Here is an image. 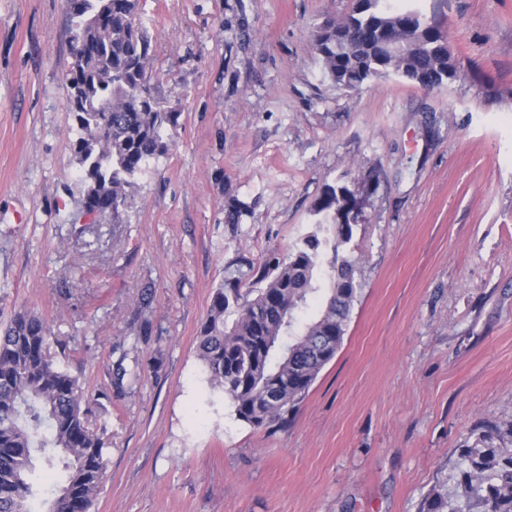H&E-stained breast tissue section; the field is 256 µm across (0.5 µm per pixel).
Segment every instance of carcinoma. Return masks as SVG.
<instances>
[{
	"mask_svg": "<svg viewBox=\"0 0 512 512\" xmlns=\"http://www.w3.org/2000/svg\"><path fill=\"white\" fill-rule=\"evenodd\" d=\"M78 18L81 53L64 74L79 135L72 144L89 214L117 219L134 176L165 154V129L178 113L158 106L149 86L151 44L135 22L138 0H65ZM413 40L414 52L388 55L385 38ZM321 68L336 88L357 91L380 77L441 88L460 77L447 33L405 0H354L343 18L312 34ZM352 198L327 184L314 204L315 228L286 258L224 280L201 325L197 357L237 419L255 429L285 427L321 370L341 347L361 292L345 255ZM316 314L302 315L310 306ZM48 324L28 312L0 330V512H89L103 479L104 442L90 431V403L78 379L50 355ZM459 449L457 485L434 489L421 512H512V448L491 421ZM61 469L57 486L35 484V460Z\"/></svg>",
	"mask_w": 512,
	"mask_h": 512,
	"instance_id": "1",
	"label": "carcinoma"
}]
</instances>
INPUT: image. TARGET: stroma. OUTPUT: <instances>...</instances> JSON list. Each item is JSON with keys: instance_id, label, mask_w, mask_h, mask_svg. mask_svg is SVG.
Here are the masks:
<instances>
[{"instance_id": "stroma-1", "label": "stroma", "mask_w": 512, "mask_h": 512, "mask_svg": "<svg viewBox=\"0 0 512 512\" xmlns=\"http://www.w3.org/2000/svg\"><path fill=\"white\" fill-rule=\"evenodd\" d=\"M419 5L460 78L348 93L311 34L353 0H139L152 94L179 118L114 220L85 212L71 150L75 19L0 0V324L40 316L95 400L90 512H420L476 426L512 428V0ZM327 184L364 201L362 291L270 434L211 387L197 336L229 273L312 231ZM120 364L138 379L116 386Z\"/></svg>"}]
</instances>
